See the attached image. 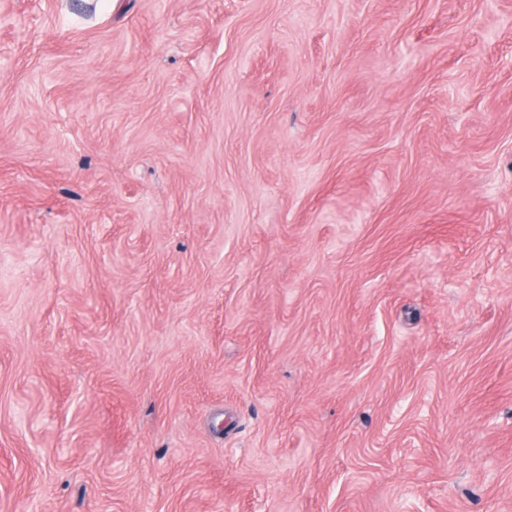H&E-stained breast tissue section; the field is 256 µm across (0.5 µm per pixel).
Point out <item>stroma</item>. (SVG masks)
<instances>
[{
	"label": "stroma",
	"instance_id": "stroma-1",
	"mask_svg": "<svg viewBox=\"0 0 512 512\" xmlns=\"http://www.w3.org/2000/svg\"><path fill=\"white\" fill-rule=\"evenodd\" d=\"M0 0V512H512V0Z\"/></svg>",
	"mask_w": 512,
	"mask_h": 512
}]
</instances>
